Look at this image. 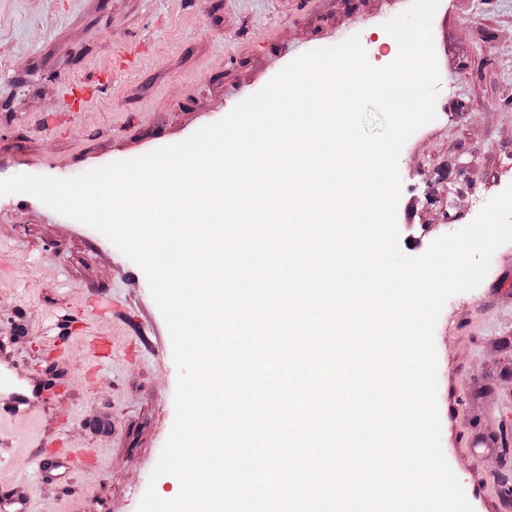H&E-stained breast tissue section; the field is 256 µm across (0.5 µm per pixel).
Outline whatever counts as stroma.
<instances>
[{"label":"stroma","mask_w":512,"mask_h":512,"mask_svg":"<svg viewBox=\"0 0 512 512\" xmlns=\"http://www.w3.org/2000/svg\"><path fill=\"white\" fill-rule=\"evenodd\" d=\"M411 0H0V179L58 178L189 138L298 55L358 36ZM436 118L399 156L405 254L468 225L512 184V0H440L432 22ZM71 84L97 87L63 109ZM107 301L109 313L94 304ZM69 316L71 332L58 320ZM91 336L112 340L93 364ZM441 446L473 512H512V242L434 331ZM0 367L37 387L0 399V496L29 512H137L171 431L177 369L142 270L105 236L28 194L0 196ZM496 439L474 448L473 436ZM59 458V471L40 458Z\"/></svg>","instance_id":"35a3bbf8"}]
</instances>
